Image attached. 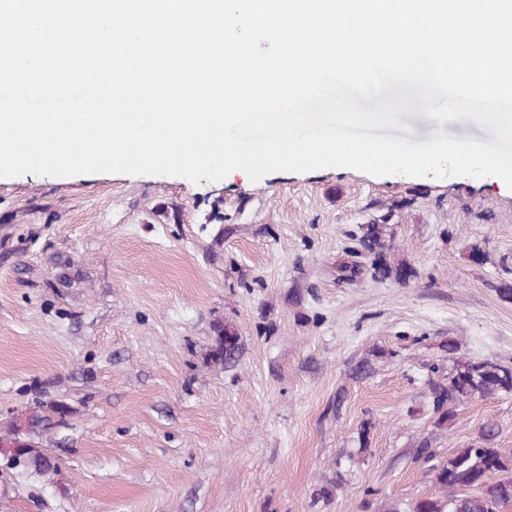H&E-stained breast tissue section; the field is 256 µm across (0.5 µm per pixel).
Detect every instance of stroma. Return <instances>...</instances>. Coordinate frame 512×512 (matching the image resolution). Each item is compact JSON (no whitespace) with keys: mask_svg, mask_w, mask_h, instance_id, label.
I'll return each mask as SVG.
<instances>
[{"mask_svg":"<svg viewBox=\"0 0 512 512\" xmlns=\"http://www.w3.org/2000/svg\"><path fill=\"white\" fill-rule=\"evenodd\" d=\"M400 119L413 142L492 139ZM459 359L512 367L502 184L344 167L0 178V437L49 416L34 439L61 463L48 486L0 456V512H412L443 494L422 444L447 458L491 419L512 448V392L438 424L430 385Z\"/></svg>","mask_w":512,"mask_h":512,"instance_id":"1","label":"stroma"}]
</instances>
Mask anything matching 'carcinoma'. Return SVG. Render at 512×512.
<instances>
[{"instance_id": "cac0c4a2", "label": "carcinoma", "mask_w": 512, "mask_h": 512, "mask_svg": "<svg viewBox=\"0 0 512 512\" xmlns=\"http://www.w3.org/2000/svg\"><path fill=\"white\" fill-rule=\"evenodd\" d=\"M238 354L237 337L226 332L219 338L215 358L226 364ZM512 391V369L494 362L456 365L445 383L430 386L434 413L438 420L451 416L453 405L475 396L487 398L500 392ZM498 430L486 422L481 430L480 445L461 448L432 467L433 479L448 490V498L425 497L413 512H499L512 502V448L496 447ZM45 449L27 440L23 446L22 463L14 464L19 475L35 477L46 484L56 483L59 465L46 462Z\"/></svg>"}]
</instances>
